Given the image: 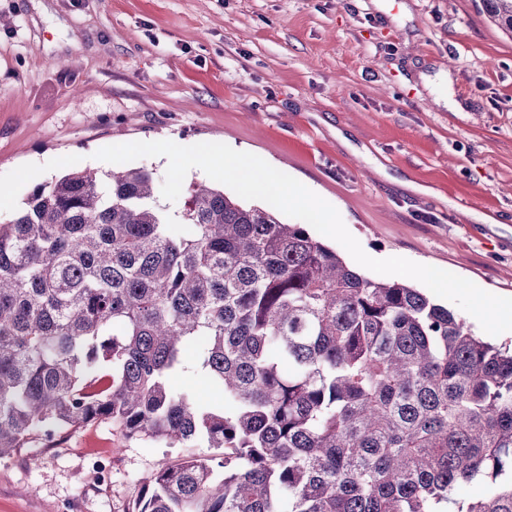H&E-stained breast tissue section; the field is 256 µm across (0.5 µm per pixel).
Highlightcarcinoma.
I'll use <instances>...</instances> for the list:
<instances>
[{
	"instance_id": "1",
	"label": "carcinoma",
	"mask_w": 512,
	"mask_h": 512,
	"mask_svg": "<svg viewBox=\"0 0 512 512\" xmlns=\"http://www.w3.org/2000/svg\"><path fill=\"white\" fill-rule=\"evenodd\" d=\"M97 419L222 450L148 474L134 512H440L478 476L455 512H512V351L270 204L194 183L175 222L146 168L72 170L0 222V459ZM277 216H278L279 220L282 221L283 223H288V224H306L305 227L308 230V232L310 233V235H312V236L316 237L317 239L321 240L327 246L335 249L338 253H340L343 256L345 261L353 269L357 270L358 272H360L361 274L365 275L366 277H369L371 279L386 280V281H388V280H396V279H406V280L410 281L416 288H419L423 292H425L428 296H430L437 303L447 306L448 309L454 311L458 316L463 318L466 321V323L471 326L473 332L477 336H480L485 341H487V342H489V343H491V344H493L495 346L507 347V348L511 347L512 348V339L511 338L503 340V339H501L497 335L494 336V335H490V334L486 333L481 328L480 324L478 323V321L473 316H471L470 314H468L467 312L462 310L455 303L436 296L435 294H433L421 282H419L417 280H414L412 278L404 277V276H399V275H383V274H379V273L373 272V271H371V270H369V269L359 265L352 258V256L348 253V251L341 244H339L335 240H333V239H331V238H329V237H327L325 235H322L321 233L317 232L312 226H310L304 220L296 218V217L288 216V215L284 214L283 212H281L280 210L277 211Z\"/></svg>"
}]
</instances>
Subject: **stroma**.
<instances>
[{
    "label": "stroma",
    "instance_id": "stroma-1",
    "mask_svg": "<svg viewBox=\"0 0 512 512\" xmlns=\"http://www.w3.org/2000/svg\"><path fill=\"white\" fill-rule=\"evenodd\" d=\"M0 221L100 148L257 155L371 257L512 298V36L482 0H0ZM448 75L462 112L420 73ZM427 186L419 194L407 182ZM108 420L0 461V512H133L188 456Z\"/></svg>",
    "mask_w": 512,
    "mask_h": 512
}]
</instances>
